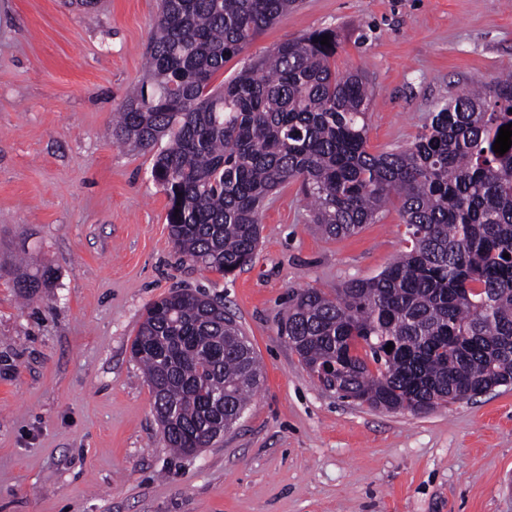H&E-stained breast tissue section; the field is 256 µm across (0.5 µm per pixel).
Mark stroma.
I'll return each instance as SVG.
<instances>
[{"label":"stroma","mask_w":512,"mask_h":512,"mask_svg":"<svg viewBox=\"0 0 512 512\" xmlns=\"http://www.w3.org/2000/svg\"><path fill=\"white\" fill-rule=\"evenodd\" d=\"M160 0H0V512H512V386L425 413L324 391L282 332L294 293L379 274L406 249L397 206L357 234L308 224L299 182L260 214L253 263L183 261L152 156L113 143ZM336 33L365 75L367 147L410 145L438 104L512 71V0H299L228 58L220 86L278 44ZM56 277L23 299L18 256ZM223 299L264 378L197 454L165 448L130 353L171 290Z\"/></svg>","instance_id":"stroma-1"}]
</instances>
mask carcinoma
I'll list each match as a JSON object with an SVG mask.
<instances>
[{
    "instance_id": "1",
    "label": "carcinoma",
    "mask_w": 512,
    "mask_h": 512,
    "mask_svg": "<svg viewBox=\"0 0 512 512\" xmlns=\"http://www.w3.org/2000/svg\"><path fill=\"white\" fill-rule=\"evenodd\" d=\"M295 4L162 0L147 77L116 112L112 138L152 154L174 247L229 276L252 263L260 211L291 181L327 238L378 222L395 199L410 248L332 294H297L289 345L324 389L376 409L424 412L512 385V147L493 150L512 123V74L438 105L412 145L379 154L366 148L364 77L332 70V30L283 42L209 89L227 58ZM54 275L21 272L15 286L29 294ZM131 354L165 447L180 456L237 422L262 381L234 315L197 290L153 302Z\"/></svg>"
}]
</instances>
